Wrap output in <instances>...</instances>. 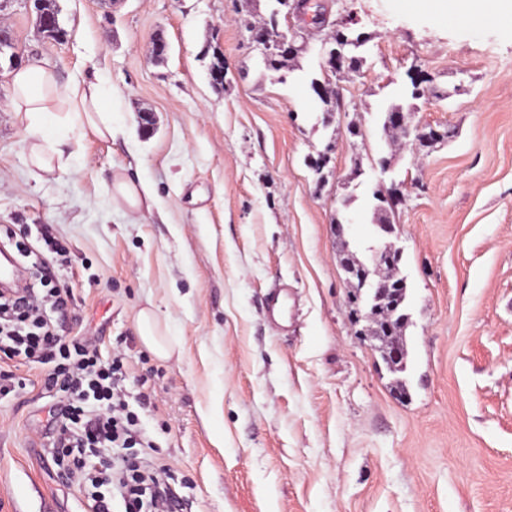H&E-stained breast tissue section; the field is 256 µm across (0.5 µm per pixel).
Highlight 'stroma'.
Returning <instances> with one entry per match:
<instances>
[{
  "label": "stroma",
  "instance_id": "35a3bbf8",
  "mask_svg": "<svg viewBox=\"0 0 512 512\" xmlns=\"http://www.w3.org/2000/svg\"><path fill=\"white\" fill-rule=\"evenodd\" d=\"M325 2L366 39L332 112L310 87L320 34L275 71L252 43L274 0H56L59 40L33 0H0L16 46L0 60V226L33 244L48 225L66 247L64 333L120 350L129 395H149L143 433L176 512H512V17ZM33 58L64 81L97 67L112 87L113 139L67 140L70 164L50 174L10 103ZM395 107L454 135L420 155L394 146ZM118 178L149 187L151 211L118 198ZM381 186L404 197L393 212ZM386 217L407 279L405 396L351 319L340 264L346 248L368 261ZM277 282L291 292L279 326L265 313ZM148 305L181 346L170 360L137 334ZM45 371L0 353V512H89L47 459ZM42 1L43 0H34L35 5H36V12H37L36 24H37L38 28L41 29V31H42L47 27V23L49 21H48V14L46 12L48 11V13L53 18V27L49 30V32H48L49 34L47 36L53 38L54 40L64 37L66 32L60 25L59 18H58L59 11L56 7V2L53 0H45L47 5H45L44 9L47 11H43L44 4ZM53 15L54 16L56 15V19L53 17Z\"/></svg>",
  "mask_w": 512,
  "mask_h": 512
}]
</instances>
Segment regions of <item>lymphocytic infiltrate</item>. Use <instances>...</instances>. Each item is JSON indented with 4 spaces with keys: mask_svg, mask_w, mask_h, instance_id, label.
Masks as SVG:
<instances>
[{
    "mask_svg": "<svg viewBox=\"0 0 512 512\" xmlns=\"http://www.w3.org/2000/svg\"><path fill=\"white\" fill-rule=\"evenodd\" d=\"M70 293L53 267L42 264L37 283L0 294V342L7 354L47 365L46 383L57 389L53 435L47 451L76 484L91 512H168L172 492L164 466L135 456L103 457L106 448L143 445L140 418L123 386V359L102 361L92 342L68 339L45 306L65 310Z\"/></svg>",
    "mask_w": 512,
    "mask_h": 512,
    "instance_id": "obj_1",
    "label": "lymphocytic infiltrate"
}]
</instances>
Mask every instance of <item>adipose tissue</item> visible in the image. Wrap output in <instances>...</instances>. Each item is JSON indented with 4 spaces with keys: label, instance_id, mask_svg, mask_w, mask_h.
<instances>
[{
    "label": "adipose tissue",
    "instance_id": "ef3b65f1",
    "mask_svg": "<svg viewBox=\"0 0 512 512\" xmlns=\"http://www.w3.org/2000/svg\"><path fill=\"white\" fill-rule=\"evenodd\" d=\"M102 84L99 76L60 83L56 73L38 59L12 73V106L34 134L30 154L36 167L50 171L62 160V132L112 138V105L103 97Z\"/></svg>",
    "mask_w": 512,
    "mask_h": 512
}]
</instances>
